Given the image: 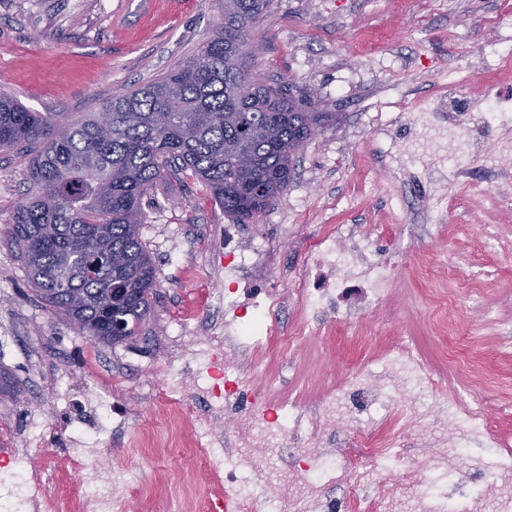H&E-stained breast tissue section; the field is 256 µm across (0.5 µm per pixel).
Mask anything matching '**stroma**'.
I'll use <instances>...</instances> for the list:
<instances>
[{
    "mask_svg": "<svg viewBox=\"0 0 512 512\" xmlns=\"http://www.w3.org/2000/svg\"><path fill=\"white\" fill-rule=\"evenodd\" d=\"M222 21L216 0H0V89L60 123L98 112L132 89L160 78L197 52ZM512 0H272L251 32V71L312 95L315 109L335 113L300 154L287 190L254 223L236 227L248 245H276L266 285L285 289L303 269L310 238L332 224L379 230L393 253L386 301L350 323L328 320L297 349L277 341L264 353L260 399L315 401L362 359L387 343L410 339L446 379L455 398L468 376L477 388L512 393V353L501 349L499 323H512V157L479 163L473 183L433 182L409 167L393 170L378 142L380 125L402 112H425L450 70L468 63L463 95L493 84L512 93ZM32 182L29 158L0 150V446L28 436L34 465L51 458L49 490L63 512H81L65 497L79 484L70 450L87 415L55 404L62 380L111 396L134 417L112 435V463L138 471L144 496L129 512H165L173 472L196 494L223 495L201 463L193 417L171 427L146 388L167 380L171 336L191 320L206 338L224 315L216 297L224 278V226L230 221L189 173L172 172L144 199L142 238L153 258L158 294L141 336L115 346L83 336L36 294L8 230ZM444 221L419 223L435 197ZM466 342L456 343L459 331Z\"/></svg>",
    "mask_w": 512,
    "mask_h": 512,
    "instance_id": "35a3bbf8",
    "label": "stroma"
}]
</instances>
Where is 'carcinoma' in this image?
I'll use <instances>...</instances> for the list:
<instances>
[{
  "label": "carcinoma",
  "instance_id": "cac0c4a2",
  "mask_svg": "<svg viewBox=\"0 0 512 512\" xmlns=\"http://www.w3.org/2000/svg\"><path fill=\"white\" fill-rule=\"evenodd\" d=\"M271 0H218L224 23L177 69L58 126L0 92V149L33 154L36 190L10 238L38 296L90 339L139 336L157 288L142 240L143 199L174 166L202 182L224 213L249 224L290 182L305 145L336 124L309 98L249 73L244 47ZM253 83L242 91L240 77Z\"/></svg>",
  "mask_w": 512,
  "mask_h": 512
}]
</instances>
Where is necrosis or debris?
<instances>
[{"mask_svg": "<svg viewBox=\"0 0 512 512\" xmlns=\"http://www.w3.org/2000/svg\"><path fill=\"white\" fill-rule=\"evenodd\" d=\"M377 239L336 225L310 241L304 270L288 293L225 292L233 318L192 349L156 392V407L176 421L191 412V399L205 403L196 425L210 439L204 461L223 476L224 497L203 498L200 512H512V436L500 428L512 418V403H499L493 414L487 392L446 403L440 378L413 343L397 342L382 357L363 361L313 402L288 399L272 412L254 390L253 355L275 340L276 315L286 302L297 307L303 336L347 289H359L366 307L387 298L394 264L378 252ZM224 240V278L232 284L245 271L260 269L272 252L266 242L245 253L232 247V234ZM225 347L239 360L225 368L224 394L217 398L207 364L214 350ZM404 400L409 406L401 414L397 406ZM96 416L92 432L75 440L82 506L85 512H126L130 497L144 493V480L125 466L116 478L105 477L100 462L112 450L99 437L129 420L107 398L99 401ZM330 422L351 428L333 447L324 437ZM282 455L289 475L284 491L272 499L256 486L271 479V463ZM0 457L13 465L12 483L0 490L10 512H59L60 502L46 490L42 470L26 450L9 448Z\"/></svg>", "mask_w": 512, "mask_h": 512, "instance_id": "obj_1", "label": "necrosis or debris"}]
</instances>
